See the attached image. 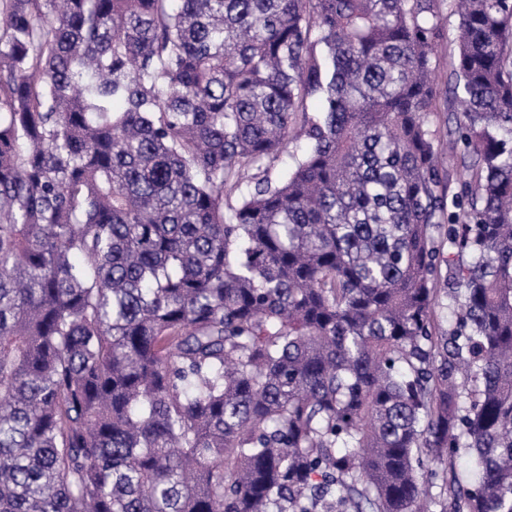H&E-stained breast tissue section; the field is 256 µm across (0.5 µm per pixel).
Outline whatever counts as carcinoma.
Segmentation results:
<instances>
[{"label":"carcinoma","instance_id":"1","mask_svg":"<svg viewBox=\"0 0 512 512\" xmlns=\"http://www.w3.org/2000/svg\"><path fill=\"white\" fill-rule=\"evenodd\" d=\"M443 4L0 0V512H512V0L451 199ZM451 113L456 112H432V114L429 116V126L432 129H440L441 134L440 138L438 139V152L441 156V158L447 162L448 165V188L447 193L448 196L451 197L453 194H455L462 183V180L466 178L467 176L458 170L456 167L455 161L452 158L451 154L448 153V140H446V137L443 135V128L448 120V130L449 128L454 127V117L455 115H452ZM307 150L306 140L303 138H293L283 148L279 158L275 161L272 176L281 178L293 168L296 160L301 158Z\"/></svg>","mask_w":512,"mask_h":512}]
</instances>
